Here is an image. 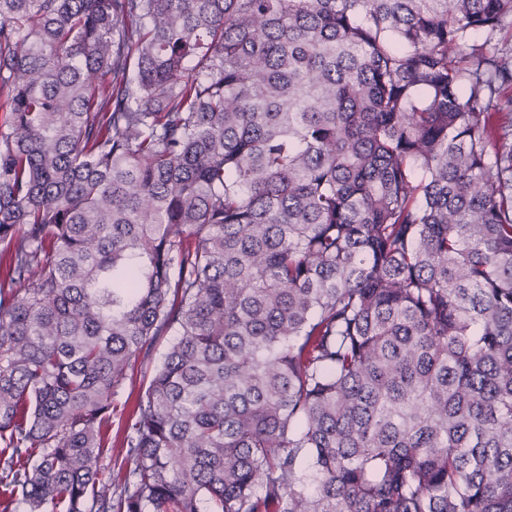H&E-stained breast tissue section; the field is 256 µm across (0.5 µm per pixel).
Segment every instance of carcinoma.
I'll use <instances>...</instances> for the list:
<instances>
[{
    "mask_svg": "<svg viewBox=\"0 0 512 512\" xmlns=\"http://www.w3.org/2000/svg\"><path fill=\"white\" fill-rule=\"evenodd\" d=\"M510 20L0 0V512H512ZM139 372L137 368L134 369L133 383L127 382L125 388L114 398L112 418L109 420L108 425L104 428L107 442L115 447L119 446V442L123 435V430L126 422L133 410L135 401L140 391Z\"/></svg>",
    "mask_w": 512,
    "mask_h": 512,
    "instance_id": "carcinoma-1",
    "label": "carcinoma"
}]
</instances>
